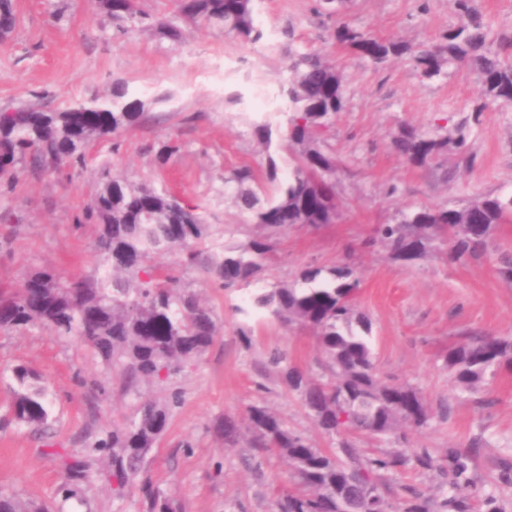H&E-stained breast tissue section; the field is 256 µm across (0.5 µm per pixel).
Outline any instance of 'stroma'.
I'll use <instances>...</instances> for the list:
<instances>
[{
  "label": "stroma",
  "mask_w": 512,
  "mask_h": 512,
  "mask_svg": "<svg viewBox=\"0 0 512 512\" xmlns=\"http://www.w3.org/2000/svg\"><path fill=\"white\" fill-rule=\"evenodd\" d=\"M14 30L0 41V110L22 104L56 109L103 98L126 83L145 106L142 124L91 143L85 165L56 172L16 167L0 181V289L21 287L26 276L50 268L63 277L94 278L98 223L91 205L99 169L133 182L165 186L200 205L213 228L211 250L247 242L258 233L224 190L226 171L243 165L264 174L268 159L287 169L292 147L284 132L259 144L253 123L283 117L259 104L275 96L290 55L321 50L343 74L346 107L325 133L326 149L342 162L336 174L340 201L336 223L297 224L272 235L274 255L257 285L293 281L309 265L351 263L360 280L355 305L372 321L375 365L382 378L416 387L432 414L421 429H398L383 441H356L357 453H403V468L385 473L386 494L398 504L410 492L440 507L446 475L420 468L415 455L456 450L470 459L471 512H512V371H501L480 392L456 388L443 366L449 346L463 333L512 336V284L498 278L494 256L512 253V222L499 225L490 257L459 265L432 252L413 262L392 261L367 241L380 224L396 223L419 205H457L478 195H512V102L488 103L470 143L474 164L448 148L424 167L404 163L391 137L406 125L443 136L467 120L481 95L475 72L449 69L427 79L406 59L378 69L334 45V20L316 14L312 0H259L261 43L245 46L219 28L180 20L185 32L171 42L158 28L117 24L96 0H13ZM338 20L381 38L413 45L434 42L458 18L448 0H343ZM176 144L165 165L155 156ZM186 285L209 307L219 333L183 372L125 392L119 373L88 344L61 340L49 330L0 328V492L49 504L54 512H142L138 496L115 491L106 454L91 459L93 480L63 499L60 454L81 455L86 434L126 427L146 401L179 394L165 432L146 461V472L180 512H271L274 499L293 490L285 462L275 453L239 443L224 445L215 423L244 421L249 406L263 404L317 447L337 441L308 417L300 394L268 363L271 350L310 379L325 380L324 358L310 330L283 327L268 314L237 312L251 287L227 293L200 260L184 274ZM34 370L47 389L52 429L42 438L9 415L11 371ZM100 384L103 395L90 394Z\"/></svg>",
  "instance_id": "stroma-1"
}]
</instances>
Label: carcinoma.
Returning <instances> with one entry per match:
<instances>
[{
	"instance_id": "carcinoma-1",
	"label": "carcinoma",
	"mask_w": 512,
	"mask_h": 512,
	"mask_svg": "<svg viewBox=\"0 0 512 512\" xmlns=\"http://www.w3.org/2000/svg\"><path fill=\"white\" fill-rule=\"evenodd\" d=\"M257 0H236L224 9V0H175L176 13L193 21L220 26L224 34L241 43L257 44L263 38L256 17ZM458 18L456 26L430 45L381 39L345 22L330 38L380 68L393 59L407 57L424 78H434L451 66L477 72L484 101L473 107L479 121L489 101H512V40L497 48L488 44L489 25L472 0H449ZM112 18L158 26L175 43L184 38L174 22L161 21L143 11L138 0H112ZM16 15L11 0H0V29L12 30ZM284 101L285 129L294 145L288 178H278V166L268 157L265 180L242 166L224 177L240 208L258 226L279 230L265 222L270 211L288 213L294 224H333L338 204L325 209L307 207L309 196L322 190L336 196V156L320 145L321 132L345 107V89L336 62L316 51L298 52L279 83ZM144 116L143 104L131 97L123 82L112 85L103 102L78 103L60 110L19 106L0 110V177L16 166L29 164L40 170L83 160L87 145L135 125ZM252 134L265 146L272 143L268 121L252 125ZM453 142L458 155L474 162L468 124H458L453 138L403 127L392 139L393 151L412 166H424ZM100 186L91 208L99 230L95 252L97 276L91 280H63L51 270L28 276L17 291L0 290V327L25 329L41 325L59 337H76L90 345L107 364L119 369L126 390L141 380L168 379L201 356L217 335L212 311L182 284L184 269L202 257L211 237L200 207L179 201L164 187L131 184L99 173ZM512 218V196L481 195L454 206H418L400 215L394 224H379L371 242L381 245L397 262H412L439 245H448V258L466 265L483 259L498 225ZM177 250L182 263L157 267L152 259ZM273 245L269 237L255 235L245 244L210 257L224 289L247 286L262 274ZM359 281L347 265L331 268L308 266L297 279L277 288H259L251 295L253 308L264 311L285 326L301 324L315 331L331 379L317 383L288 363L285 353L274 351L269 363L284 382L301 394L315 426L329 436L341 437L338 451L314 447L303 435L261 405L247 410L253 445L273 451L288 464L296 489L280 494L273 512H390L381 472L405 464L402 454L361 457L346 439L358 435L383 440L405 425L421 428L431 410L411 384L377 375L373 353L372 322L355 307ZM444 366L455 386L475 393L486 376L512 369V336L464 333L448 348ZM20 389L11 405L13 420L36 430L48 427L51 407L39 376L23 366L12 370ZM170 406L143 403L135 419L120 432L105 438L86 436L92 453L112 457V479L117 488L141 494L144 512H179L175 499L156 488L145 474L147 453L163 435ZM225 445L238 443L236 421L217 423ZM422 468H438L451 478V494L443 512H470L466 490L469 458L448 451L435 459L423 450L415 455ZM63 492L71 494L91 478L83 459L63 461ZM0 512H48V507L14 494L0 492ZM398 512H432L427 499L417 493L399 503Z\"/></svg>"
}]
</instances>
